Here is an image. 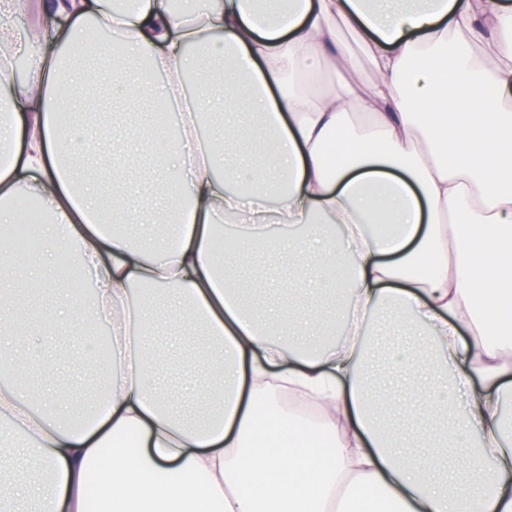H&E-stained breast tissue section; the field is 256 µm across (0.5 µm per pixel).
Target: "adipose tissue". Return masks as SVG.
Returning a JSON list of instances; mask_svg holds the SVG:
<instances>
[{"instance_id": "adipose-tissue-1", "label": "adipose tissue", "mask_w": 512, "mask_h": 512, "mask_svg": "<svg viewBox=\"0 0 512 512\" xmlns=\"http://www.w3.org/2000/svg\"><path fill=\"white\" fill-rule=\"evenodd\" d=\"M0 0L1 203L24 191L42 198L49 223L43 255L0 245V276L38 281L53 251L76 252L95 284L76 303L65 336L96 353L90 328L107 323L112 365L94 413L73 423L60 409L35 411L0 388V437L18 446L0 471L27 470L17 484L39 512H512V0H435L404 10L399 0H214L204 11L171 0H42L58 18L57 48L23 80L12 61L39 31L10 22ZM347 29L372 65L362 77L337 51ZM147 52L136 84L112 79L121 98L179 104L178 133L155 128V160L179 173V200L161 254L136 240L130 185L110 201L75 187L72 161L95 150L85 127L60 123L61 56L92 52L110 62ZM335 75L330 91L309 86L313 70ZM165 73L163 84L152 75ZM224 87L225 117L260 114L273 136L261 162L203 142L198 122L209 88ZM283 224L317 240L281 288L313 267L351 261L337 326L293 305L288 316L309 341L287 342L279 321L253 308L224 275L215 228ZM347 247L337 251L336 238ZM173 288L220 357L200 387L195 418L165 406L155 333L169 318L153 294L131 301V285ZM0 299V359L16 349L25 312ZM417 315L436 352L428 359L405 334L390 355L398 384L375 383L365 354L376 315ZM302 388L325 418L282 410L266 386ZM481 388H473V380Z\"/></svg>"}]
</instances>
